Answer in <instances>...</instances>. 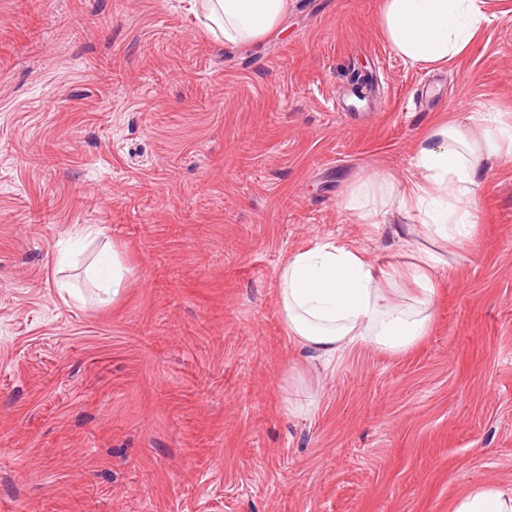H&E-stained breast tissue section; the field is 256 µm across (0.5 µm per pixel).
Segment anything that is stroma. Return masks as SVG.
<instances>
[{
	"label": "stroma",
	"mask_w": 512,
	"mask_h": 512,
	"mask_svg": "<svg viewBox=\"0 0 512 512\" xmlns=\"http://www.w3.org/2000/svg\"><path fill=\"white\" fill-rule=\"evenodd\" d=\"M380 7L290 0L227 47L189 0H0V512H452L512 489V160L410 352L308 364L274 303L317 239L402 254L343 200L409 175L437 113L512 124V0L441 69L396 55ZM76 224L100 230L82 262L121 252L116 303L60 296Z\"/></svg>",
	"instance_id": "obj_1"
}]
</instances>
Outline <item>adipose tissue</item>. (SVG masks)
Here are the masks:
<instances>
[{"mask_svg":"<svg viewBox=\"0 0 512 512\" xmlns=\"http://www.w3.org/2000/svg\"><path fill=\"white\" fill-rule=\"evenodd\" d=\"M485 3L382 0L379 26L402 59L439 68L469 52L488 20ZM192 9L216 39L234 47L275 33L288 0H192ZM505 154L512 155V125L495 114L433 123L417 142L406 180L368 179L348 192L344 205L373 229L387 216L417 214L439 247H411L402 263L379 261L358 242L334 239L288 255L276 273V305L308 361L327 365L360 345L399 355L427 336L448 248L472 243L476 217L469 203L489 161ZM84 274L106 304L122 294L129 270L116 252Z\"/></svg>","mask_w":512,"mask_h":512,"instance_id":"1","label":"adipose tissue"}]
</instances>
